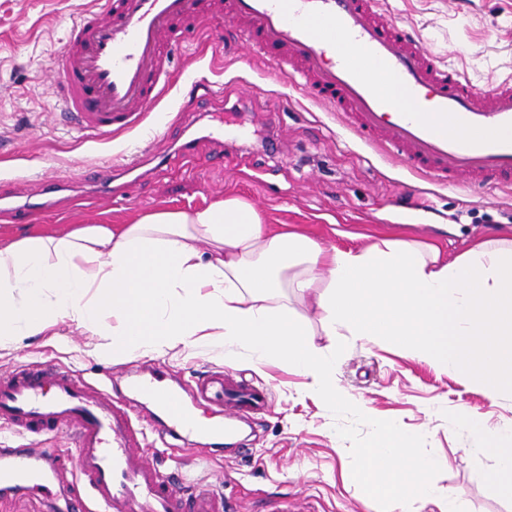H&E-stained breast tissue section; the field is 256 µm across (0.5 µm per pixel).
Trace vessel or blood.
<instances>
[{
	"label": "vessel or blood",
	"mask_w": 512,
	"mask_h": 512,
	"mask_svg": "<svg viewBox=\"0 0 512 512\" xmlns=\"http://www.w3.org/2000/svg\"><path fill=\"white\" fill-rule=\"evenodd\" d=\"M206 14L236 19L253 56L293 76L310 99L341 111L356 136L433 184L512 183V80L477 86L401 19L385 18L379 0H99L97 11L73 19L53 68L61 111L97 137L139 127L170 82L165 62L181 25ZM163 377L152 368L137 384L138 399L163 413L162 434L198 432ZM195 396L219 409L234 400L245 414L267 402L265 391L225 384L218 372L198 379ZM132 416L68 369L37 362L0 376V425L22 437L70 432L75 472L98 512H224L221 495L181 487L143 464ZM34 458L19 452L0 467L1 494L47 492Z\"/></svg>",
	"instance_id": "1"
}]
</instances>
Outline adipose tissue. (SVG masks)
Instances as JSON below:
<instances>
[{"mask_svg": "<svg viewBox=\"0 0 512 512\" xmlns=\"http://www.w3.org/2000/svg\"><path fill=\"white\" fill-rule=\"evenodd\" d=\"M280 288L315 292L323 335L406 346L489 394L512 392V241L481 240L450 261L415 240L328 250L264 224L236 196L0 242V350L61 324L109 337L101 359L158 357L215 336L225 358H275L303 371L313 395L346 401L335 354L270 308ZM490 450V480L512 497V427L495 431ZM361 454L370 495L395 512L413 496L463 512L428 479L438 460L416 457L396 424L382 425Z\"/></svg>", "mask_w": 512, "mask_h": 512, "instance_id": "adipose-tissue-1", "label": "adipose tissue"}]
</instances>
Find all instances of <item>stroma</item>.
<instances>
[{
  "instance_id": "35a3bbf8",
  "label": "stroma",
  "mask_w": 512,
  "mask_h": 512,
  "mask_svg": "<svg viewBox=\"0 0 512 512\" xmlns=\"http://www.w3.org/2000/svg\"><path fill=\"white\" fill-rule=\"evenodd\" d=\"M98 0H0V239L31 226L57 232L70 224H122L161 207L198 209L227 197L253 202L266 223L298 224L327 248L358 246L359 235L413 236L437 242L448 258L478 239L512 236V187H439L415 182L395 158L359 141L336 113L310 100L300 86L277 79L267 64L242 47L235 23L223 19L213 32L189 28L170 54L171 85L135 129L88 140L55 108L48 72L65 41L75 11H93ZM441 60L464 68L477 85L512 79V0H382ZM221 87L200 97L197 83ZM194 140L189 166L179 147ZM141 147L163 159L165 172L131 170L121 183V202H72L88 191L84 175L106 170L111 158ZM58 190L50 212L21 223L12 207L39 199L44 175ZM309 331L319 346L336 351L337 386L367 401L361 415L314 397L309 378L241 352L236 362L208 340L175 348L159 361L171 376L194 385L223 369L239 381L266 386L268 412L223 454L210 455L197 438L170 440L164 453L147 447L145 462L187 471L223 492L234 512H389V502L370 496L359 479L361 450L379 423L394 422L417 456L446 460L430 479L468 512H512V498L487 479L494 465L486 436L454 421L466 410L488 428L512 426V393L490 395L463 375L442 372L412 350L362 343L348 336L328 340L311 295L287 292L274 301ZM100 337L66 329L0 350V376L25 362L62 364L84 381L126 401L137 360L106 362L92 353ZM54 495L0 496V512H66V501L87 499L71 462L54 473Z\"/></svg>"
}]
</instances>
